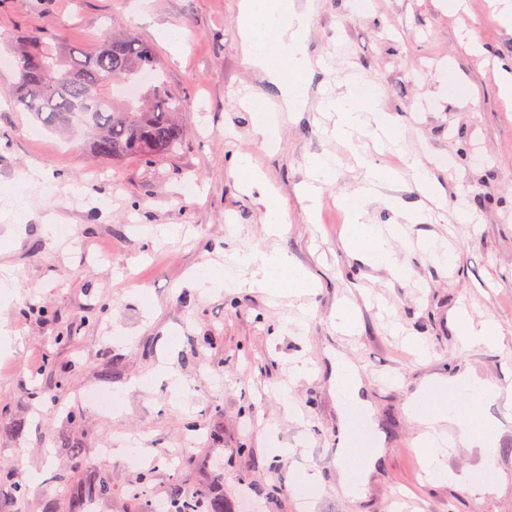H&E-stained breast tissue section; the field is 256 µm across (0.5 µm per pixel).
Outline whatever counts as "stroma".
<instances>
[{"instance_id": "obj_1", "label": "stroma", "mask_w": 512, "mask_h": 512, "mask_svg": "<svg viewBox=\"0 0 512 512\" xmlns=\"http://www.w3.org/2000/svg\"><path fill=\"white\" fill-rule=\"evenodd\" d=\"M240 0H0V56L43 29L90 49L111 25L152 43L169 85L185 100V138L155 167L93 158L82 138L46 130L13 101L14 68L0 69V324L12 343L0 351V512H57L90 476L105 474L110 498L88 512H151L180 486L208 512L221 490L232 512H512V408L480 400L470 414L496 421L497 456L450 432L449 471L494 468V492L429 482L407 415L422 390L464 372L512 391V98L499 92L512 68V29L503 0H315L305 51L309 68L300 112H281L273 141L253 131V105L274 108L277 91L246 62ZM180 30L173 53L162 34ZM378 89V107L399 135L376 151L365 136H330V101L357 85ZM330 154L339 176L315 214L302 191L308 162ZM250 156L267 196L237 176ZM420 159L435 198L417 189L405 164ZM398 172L377 187L365 223L403 227L392 247L409 269L398 277L346 248L350 220L333 202L362 184L359 157ZM284 212L266 232L267 205ZM471 214L459 222L456 206ZM426 219L405 223V210ZM70 228L69 238L54 231ZM448 248L451 263L421 251ZM279 252L313 276L305 293L265 288H198L233 257ZM351 306L356 325L340 329ZM495 323L496 346H461L456 315ZM66 343H59V336ZM363 382L361 402L336 394V356ZM311 373L289 381L290 368ZM179 372L185 393L159 374ZM56 383L47 407L39 389ZM109 391L102 413L82 394ZM360 415L376 458L360 495L345 494L336 461L340 425ZM112 448L107 460L101 449ZM273 448L287 449L270 457ZM178 453L169 466L170 453ZM314 477L317 497L300 503L297 474ZM41 487L15 497L18 481Z\"/></svg>"}]
</instances>
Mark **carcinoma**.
Segmentation results:
<instances>
[{
  "label": "carcinoma",
  "instance_id": "cac0c4a2",
  "mask_svg": "<svg viewBox=\"0 0 512 512\" xmlns=\"http://www.w3.org/2000/svg\"><path fill=\"white\" fill-rule=\"evenodd\" d=\"M15 66L18 104L56 131L83 132L88 149L102 160L151 165L182 143L178 114L184 100L168 85L154 47L133 34L107 27L86 51L40 30L24 39ZM142 74L152 81L139 87L135 99L114 94ZM111 495L108 479L95 477L71 499L70 512H84L92 500Z\"/></svg>",
  "mask_w": 512,
  "mask_h": 512
}]
</instances>
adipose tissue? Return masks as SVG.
I'll return each mask as SVG.
<instances>
[{
    "mask_svg": "<svg viewBox=\"0 0 512 512\" xmlns=\"http://www.w3.org/2000/svg\"><path fill=\"white\" fill-rule=\"evenodd\" d=\"M315 10L313 0H308L304 9L293 11L283 0H242L239 16V35L249 62L264 70L270 79L280 85L281 99L277 106L281 112L302 111L307 101L300 91L307 69L301 59L302 37ZM278 28L284 49L277 58H270L262 50V44L271 28ZM378 94L368 90L366 95L348 91L336 100L334 107L338 115L336 133L351 135L364 126L365 113H373L376 123L391 128L387 113L377 109ZM391 169L369 166L365 169L363 189L346 194L342 204L351 217V236L348 247L363 261L382 265L396 275H403L404 266L389 248L386 239L372 224L363 223L362 217L368 204V186H377L393 179ZM256 285L277 290L298 291L312 287L309 274L289 264L287 258L266 255L258 266ZM502 391L495 385L477 377H465L454 386L434 384L409 407L408 417L420 431L421 459L426 472L438 483L457 481L458 476L450 472L441 461L446 442L445 425L459 427L468 441L478 446L485 458L496 456V424L488 416H468L464 405L475 398L497 400Z\"/></svg>",
    "mask_w": 512,
    "mask_h": 512,
    "instance_id": "1",
    "label": "adipose tissue"
}]
</instances>
